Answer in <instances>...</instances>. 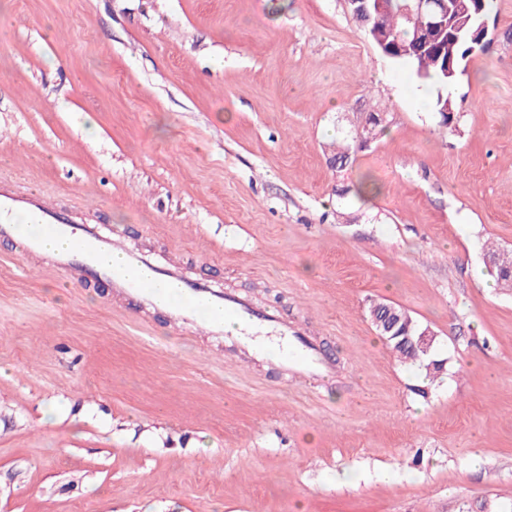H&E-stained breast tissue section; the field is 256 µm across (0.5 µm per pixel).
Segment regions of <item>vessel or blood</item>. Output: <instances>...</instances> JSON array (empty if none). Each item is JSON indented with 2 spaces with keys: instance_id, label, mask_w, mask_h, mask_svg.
I'll use <instances>...</instances> for the list:
<instances>
[{
  "instance_id": "1",
  "label": "vessel or blood",
  "mask_w": 512,
  "mask_h": 512,
  "mask_svg": "<svg viewBox=\"0 0 512 512\" xmlns=\"http://www.w3.org/2000/svg\"><path fill=\"white\" fill-rule=\"evenodd\" d=\"M57 210L58 203L51 197L23 195L8 188H0V237L21 238L24 257H45L48 264L62 270L75 283L83 282L89 270L99 269L110 283L114 295L137 297L153 307L163 304L167 283H178L185 302L174 311V322L189 327L203 325L211 336L223 335L225 319L242 320L250 315L249 306L239 297L185 282L176 264L159 269L142 254L130 251L125 252V265H103L105 255L122 250L119 239L102 236L95 226L89 224L60 221L56 217ZM20 213L39 215L40 222L36 231L20 235L15 222L16 215ZM51 237L70 239L71 250L43 256L41 244L44 239Z\"/></svg>"
}]
</instances>
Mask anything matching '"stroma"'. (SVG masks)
I'll use <instances>...</instances> for the list:
<instances>
[{"label":"stroma","mask_w":512,"mask_h":512,"mask_svg":"<svg viewBox=\"0 0 512 512\" xmlns=\"http://www.w3.org/2000/svg\"><path fill=\"white\" fill-rule=\"evenodd\" d=\"M446 131L344 0H0V183L245 298L297 374L0 239V512H512V0ZM382 131L333 167L367 113ZM437 337L426 383L368 317ZM281 356L278 358L283 365L288 368V365L296 371L303 372L309 371L314 368L315 360L309 350L302 348L299 351L281 350Z\"/></svg>","instance_id":"1"}]
</instances>
